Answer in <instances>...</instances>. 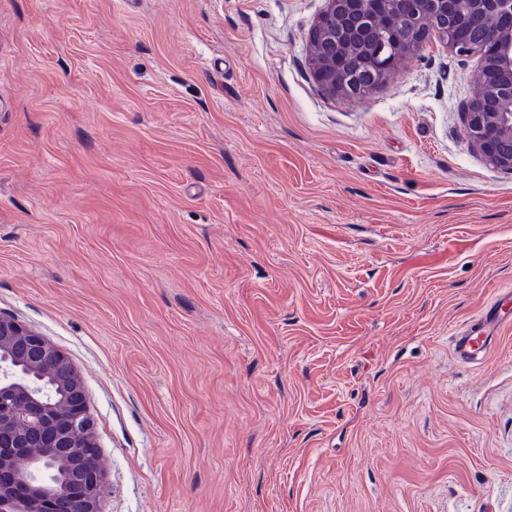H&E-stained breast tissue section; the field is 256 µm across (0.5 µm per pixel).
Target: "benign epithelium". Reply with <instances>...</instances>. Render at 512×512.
<instances>
[{
	"mask_svg": "<svg viewBox=\"0 0 512 512\" xmlns=\"http://www.w3.org/2000/svg\"><path fill=\"white\" fill-rule=\"evenodd\" d=\"M310 64L329 94L362 97L418 51L429 33L479 61L462 112L472 148L512 172V0H325ZM490 25L485 41L471 30ZM87 389L40 332L0 315V512H99L107 491Z\"/></svg>",
	"mask_w": 512,
	"mask_h": 512,
	"instance_id": "obj_1",
	"label": "benign epithelium"
}]
</instances>
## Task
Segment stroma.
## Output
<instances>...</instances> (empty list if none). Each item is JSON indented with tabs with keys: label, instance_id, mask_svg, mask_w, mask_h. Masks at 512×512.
Returning a JSON list of instances; mask_svg holds the SVG:
<instances>
[{
	"label": "stroma",
	"instance_id": "stroma-1",
	"mask_svg": "<svg viewBox=\"0 0 512 512\" xmlns=\"http://www.w3.org/2000/svg\"><path fill=\"white\" fill-rule=\"evenodd\" d=\"M324 0H0V315L88 391L100 512H512V173L429 36L362 98ZM510 291L508 297L497 296L487 304L480 317L463 329L454 340V351L459 360L472 363L484 356L490 349L492 337L505 324H511V317L503 307L511 302Z\"/></svg>",
	"mask_w": 512,
	"mask_h": 512
}]
</instances>
